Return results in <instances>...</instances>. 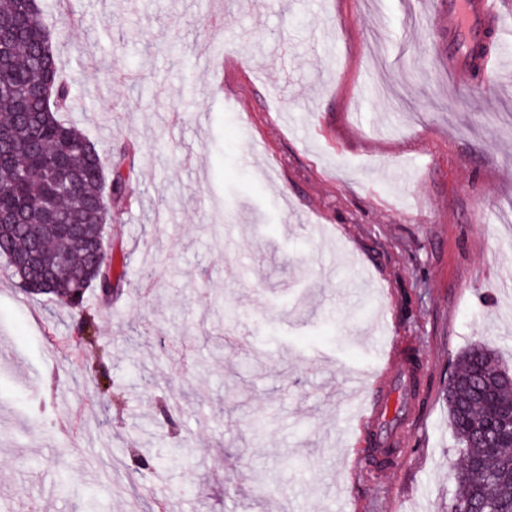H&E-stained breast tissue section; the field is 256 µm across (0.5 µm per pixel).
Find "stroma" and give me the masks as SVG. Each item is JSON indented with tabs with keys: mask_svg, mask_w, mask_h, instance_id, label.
I'll return each mask as SVG.
<instances>
[{
	"mask_svg": "<svg viewBox=\"0 0 512 512\" xmlns=\"http://www.w3.org/2000/svg\"><path fill=\"white\" fill-rule=\"evenodd\" d=\"M443 3L43 0L64 120L130 151L129 260L76 355L0 261V512H445L456 358L512 365V0L475 79Z\"/></svg>",
	"mask_w": 512,
	"mask_h": 512,
	"instance_id": "1",
	"label": "stroma"
}]
</instances>
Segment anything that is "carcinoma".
<instances>
[{"label":"carcinoma","mask_w":512,"mask_h":512,"mask_svg":"<svg viewBox=\"0 0 512 512\" xmlns=\"http://www.w3.org/2000/svg\"><path fill=\"white\" fill-rule=\"evenodd\" d=\"M0 28V130L8 139L0 148V213L14 216L0 227V256L8 261L38 247L56 269L55 281L46 284L14 267L12 276L23 292L69 308L86 333L94 329L84 315L88 291L110 297L113 284L126 276L128 257L107 253L106 231L99 229L126 202L125 158H103L88 135L60 118L72 100V85L60 72L37 0H0ZM61 166L77 180L83 198L77 210L57 184ZM49 203L65 223L82 224L85 232L51 230L44 217ZM511 407L512 372L497 352L483 343L463 351L448 384V418L461 447L448 512H512V424L502 422ZM159 459L140 453L135 470L152 474Z\"/></svg>","instance_id":"1"}]
</instances>
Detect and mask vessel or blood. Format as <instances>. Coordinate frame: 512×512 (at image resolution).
Listing matches in <instances>:
<instances>
[{
    "instance_id": "vessel-or-blood-1",
    "label": "vessel or blood",
    "mask_w": 512,
    "mask_h": 512,
    "mask_svg": "<svg viewBox=\"0 0 512 512\" xmlns=\"http://www.w3.org/2000/svg\"><path fill=\"white\" fill-rule=\"evenodd\" d=\"M447 15L449 60L468 57L479 46L503 39L492 0H448Z\"/></svg>"
}]
</instances>
